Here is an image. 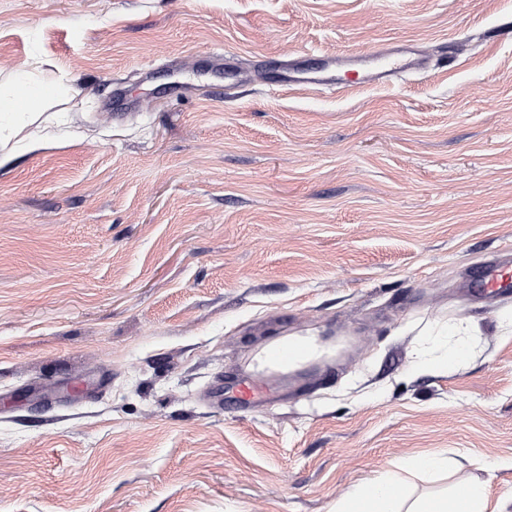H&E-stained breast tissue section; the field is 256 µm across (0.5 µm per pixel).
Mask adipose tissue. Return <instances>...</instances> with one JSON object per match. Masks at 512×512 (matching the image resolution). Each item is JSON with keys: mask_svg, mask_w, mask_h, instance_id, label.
I'll use <instances>...</instances> for the list:
<instances>
[{"mask_svg": "<svg viewBox=\"0 0 512 512\" xmlns=\"http://www.w3.org/2000/svg\"><path fill=\"white\" fill-rule=\"evenodd\" d=\"M64 83L42 64L18 71L0 82V116L11 117L12 134L39 118L43 104L58 98ZM482 330L478 318L442 319L417 333L412 369L431 374H452L469 360L478 346ZM331 350L316 333H290L275 337L256 352L257 368L293 372L330 356ZM447 459L437 454L412 458L408 464L379 472L359 484L346 498L337 500L332 512H485V490L481 483L462 482L448 498H410L405 484L409 474L434 475L444 470Z\"/></svg>", "mask_w": 512, "mask_h": 512, "instance_id": "adipose-tissue-1", "label": "adipose tissue"}]
</instances>
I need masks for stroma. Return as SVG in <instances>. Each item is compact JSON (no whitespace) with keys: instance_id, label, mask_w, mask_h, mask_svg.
I'll return each mask as SVG.
<instances>
[{"instance_id":"obj_1","label":"stroma","mask_w":512,"mask_h":512,"mask_svg":"<svg viewBox=\"0 0 512 512\" xmlns=\"http://www.w3.org/2000/svg\"><path fill=\"white\" fill-rule=\"evenodd\" d=\"M395 44L429 67L334 93L189 60ZM36 59L75 93L0 165V512H330L431 452L412 495L512 512V295L466 288L512 265V0H0V72ZM462 316L483 352L412 373L405 327ZM331 354V349L319 340L316 333L309 331L271 339L259 348L254 360L259 369L288 373Z\"/></svg>"}]
</instances>
